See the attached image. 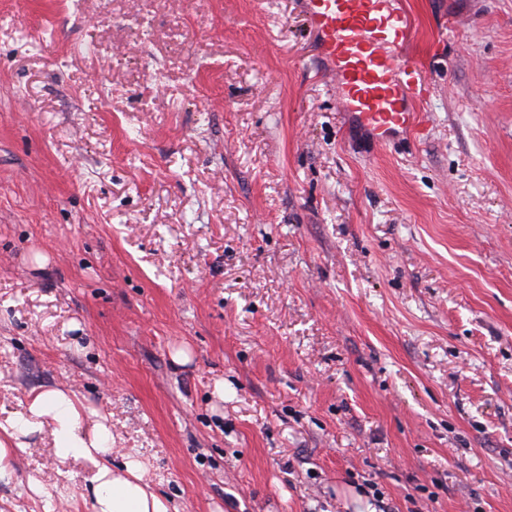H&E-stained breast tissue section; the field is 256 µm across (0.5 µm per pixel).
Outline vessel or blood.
<instances>
[{"mask_svg":"<svg viewBox=\"0 0 512 512\" xmlns=\"http://www.w3.org/2000/svg\"><path fill=\"white\" fill-rule=\"evenodd\" d=\"M337 104L387 142L417 128L426 78L410 55L401 0H301Z\"/></svg>","mask_w":512,"mask_h":512,"instance_id":"b4317fda","label":"vessel or blood"}]
</instances>
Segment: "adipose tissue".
Masks as SVG:
<instances>
[{"instance_id": "ef3b65f1", "label": "adipose tissue", "mask_w": 512, "mask_h": 512, "mask_svg": "<svg viewBox=\"0 0 512 512\" xmlns=\"http://www.w3.org/2000/svg\"><path fill=\"white\" fill-rule=\"evenodd\" d=\"M80 406L78 396L71 391H33L27 415L9 419L0 431V479L12 473L10 443L32 428L33 418H43L53 426L59 453L82 457L95 465L93 512H170L167 502L146 481L145 466L138 458L127 453L121 466H113L111 431L98 422L82 428Z\"/></svg>"}]
</instances>
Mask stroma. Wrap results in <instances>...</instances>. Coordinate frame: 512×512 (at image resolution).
<instances>
[{
  "instance_id": "1",
  "label": "stroma",
  "mask_w": 512,
  "mask_h": 512,
  "mask_svg": "<svg viewBox=\"0 0 512 512\" xmlns=\"http://www.w3.org/2000/svg\"><path fill=\"white\" fill-rule=\"evenodd\" d=\"M401 2L379 146L300 0H0V423L75 392L170 512H512V0ZM23 442L0 512H93Z\"/></svg>"
}]
</instances>
